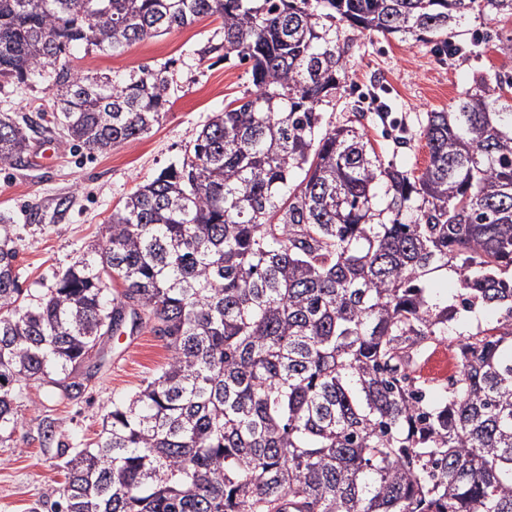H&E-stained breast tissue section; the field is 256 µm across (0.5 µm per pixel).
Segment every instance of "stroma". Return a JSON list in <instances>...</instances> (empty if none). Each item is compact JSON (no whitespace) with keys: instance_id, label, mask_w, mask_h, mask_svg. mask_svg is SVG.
Listing matches in <instances>:
<instances>
[{"instance_id":"1","label":"stroma","mask_w":512,"mask_h":512,"mask_svg":"<svg viewBox=\"0 0 512 512\" xmlns=\"http://www.w3.org/2000/svg\"><path fill=\"white\" fill-rule=\"evenodd\" d=\"M482 35L487 41L481 56L451 59L430 44L341 26L347 80L323 109L324 128L360 122L377 152L402 169L422 171L428 149L419 131L427 112L454 105L479 74L512 73V53L498 48L512 35V19H470L465 38ZM223 41L219 21L206 17L120 55L76 52L74 70L100 76L168 66L171 104L148 134L107 152L77 149L54 128L30 141L34 153L54 145L58 153L50 161L32 167L0 164V213L13 219L16 269L32 295H44L60 273L101 241L108 215L139 184L177 160L213 113L251 89L245 66L225 60ZM378 84L393 103L388 119L373 111L355 119L354 104ZM53 110L41 83L0 80V113L34 118ZM33 209L38 212L34 221L28 217ZM107 347L105 362L77 399L60 400L46 385L28 384L12 438L0 446V512H50L45 492L66 485L61 445L83 448L96 441L113 400L132 394L169 356L164 341L146 328L114 336Z\"/></svg>"}]
</instances>
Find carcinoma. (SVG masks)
Masks as SVG:
<instances>
[{"label": "carcinoma", "instance_id": "cac0c4a2", "mask_svg": "<svg viewBox=\"0 0 512 512\" xmlns=\"http://www.w3.org/2000/svg\"><path fill=\"white\" fill-rule=\"evenodd\" d=\"M512 0H0V79L36 80L90 153L166 112L167 68L120 78L68 57L220 19L253 90L139 186L106 236L34 300L0 215V439L24 390L84 392L101 338L166 341L160 372L69 451L51 512H512V74L427 113L416 175L362 128L322 129L346 78L337 25L442 50ZM34 120L0 115V164ZM452 275V298L433 291ZM123 290L110 293L109 284ZM496 325L457 333L459 310ZM455 346L458 374L420 373Z\"/></svg>", "mask_w": 512, "mask_h": 512}]
</instances>
